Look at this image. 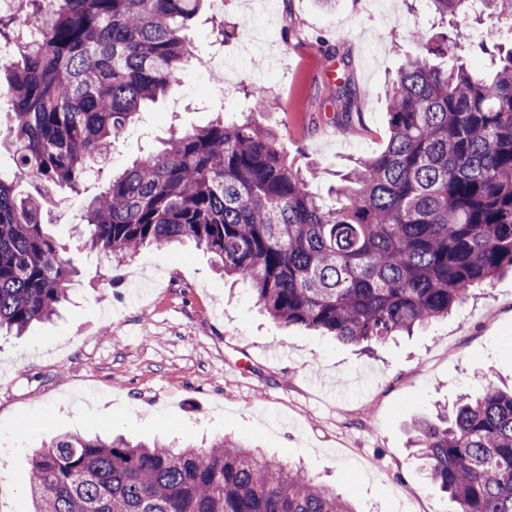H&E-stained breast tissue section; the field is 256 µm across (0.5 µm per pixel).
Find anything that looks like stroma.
<instances>
[{
  "label": "stroma",
  "instance_id": "obj_1",
  "mask_svg": "<svg viewBox=\"0 0 512 512\" xmlns=\"http://www.w3.org/2000/svg\"><path fill=\"white\" fill-rule=\"evenodd\" d=\"M216 11L193 28L200 62L143 109L111 168L174 133L239 119L257 87L272 101L263 125L327 193L357 158L386 146V83L415 52L411 30L465 46L497 23L483 5L441 19L430 0H224L234 35L219 45ZM344 73L359 93L348 119L336 110ZM82 205L63 192L48 218L76 269L68 301L24 335L0 338V512H32L33 449L112 432L177 448L242 439L335 485L355 512H455L425 480L409 427L486 382L512 387V273L471 289L448 317L366 351L273 321L249 283L224 279L191 242L144 247L112 270L74 231Z\"/></svg>",
  "mask_w": 512,
  "mask_h": 512
}]
</instances>
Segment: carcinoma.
Segmentation results:
<instances>
[{"instance_id":"obj_1","label":"carcinoma","mask_w":512,"mask_h":512,"mask_svg":"<svg viewBox=\"0 0 512 512\" xmlns=\"http://www.w3.org/2000/svg\"><path fill=\"white\" fill-rule=\"evenodd\" d=\"M203 0H27L28 37L0 82V335L23 333L68 299L73 270L41 215L78 193L141 108L193 58ZM387 89L390 137L361 158L327 203L288 163L258 117L175 134L87 198L85 246L121 263L139 248L193 241L226 276L248 280L276 322L346 343L382 342L448 313L469 287L512 271V42L493 68L470 67L457 41L419 39ZM348 76L336 101L350 117ZM26 178L34 192L18 193ZM430 483L456 512H512V390L488 385L451 415L413 425ZM34 512H354L302 468L222 438L206 448L68 434L30 459Z\"/></svg>"}]
</instances>
